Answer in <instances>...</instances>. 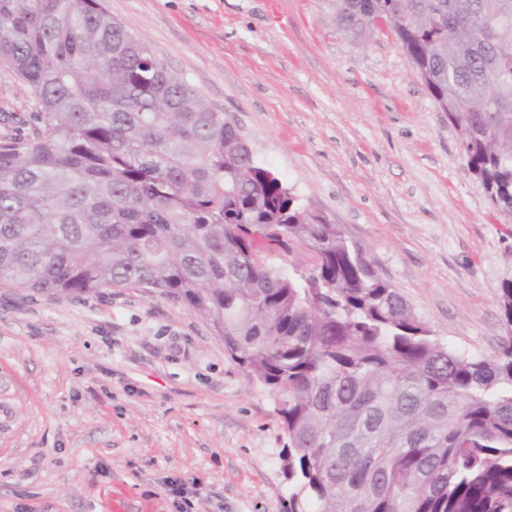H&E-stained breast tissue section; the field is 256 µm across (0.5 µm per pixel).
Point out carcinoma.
<instances>
[{"label":"carcinoma","instance_id":"cac0c4a2","mask_svg":"<svg viewBox=\"0 0 512 512\" xmlns=\"http://www.w3.org/2000/svg\"><path fill=\"white\" fill-rule=\"evenodd\" d=\"M385 25L469 171L512 216V0H329ZM0 64L42 127L0 141V284L112 288L195 310L273 394L284 512H512V336L449 349L101 0H0ZM297 240L307 275L265 251ZM500 303L512 327V278Z\"/></svg>","mask_w":512,"mask_h":512}]
</instances>
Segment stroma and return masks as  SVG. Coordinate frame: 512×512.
Listing matches in <instances>:
<instances>
[{
	"label": "stroma",
	"instance_id": "1",
	"mask_svg": "<svg viewBox=\"0 0 512 512\" xmlns=\"http://www.w3.org/2000/svg\"><path fill=\"white\" fill-rule=\"evenodd\" d=\"M113 18L239 128L257 162L359 246L449 348L512 332V218L469 172L458 131L390 30L353 39L326 0H105ZM41 123L0 67V136ZM191 308L138 288L66 298L0 287V512H283L286 443ZM166 485L168 487V491L174 497L173 502L175 507L178 509V512H189L187 510L193 508L192 498H196L198 495L195 484L191 483L188 485L185 483H177V481H172Z\"/></svg>",
	"mask_w": 512,
	"mask_h": 512
}]
</instances>
